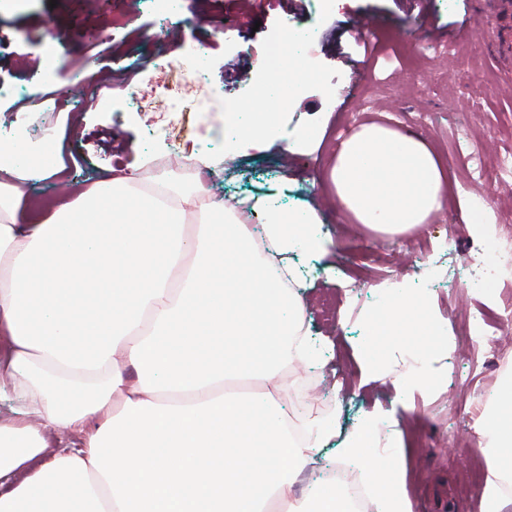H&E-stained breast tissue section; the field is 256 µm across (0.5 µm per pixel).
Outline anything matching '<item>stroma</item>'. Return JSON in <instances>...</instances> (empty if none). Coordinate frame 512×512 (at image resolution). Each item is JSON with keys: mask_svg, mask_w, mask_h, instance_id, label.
Returning <instances> with one entry per match:
<instances>
[{"mask_svg": "<svg viewBox=\"0 0 512 512\" xmlns=\"http://www.w3.org/2000/svg\"><path fill=\"white\" fill-rule=\"evenodd\" d=\"M377 16L384 34L383 52L366 73L348 65L350 33L363 13ZM466 14L477 38L461 36L448 22ZM159 17L141 0H0V84L12 99L28 98L43 79L44 58L55 52L63 64L52 85H67L78 100L85 85L109 82L112 96L98 105L69 113L0 111V127L35 148L47 125L62 143L61 163L79 188L110 176L113 169L142 176L149 155L163 160L154 178L184 175L182 165L166 163L168 152L197 154L214 160L208 181L216 197L235 202L260 200L284 212L321 207L314 186L324 183L336 142L357 123H383L423 139L440 161L455 144L457 185L436 222L397 236L363 229L353 231L340 212L322 214L338 246L326 259L299 251L293 265L310 268L303 293L309 335L319 349L321 367L298 365L285 370L290 397H299L316 381L328 402L307 409L310 418L331 413L338 430L326 449L324 466L338 464L340 440L370 413L398 422L400 442L394 454L406 464L404 481L413 512H481L487 474L478 434L458 422L462 404H485L506 367L512 366V339L500 358L471 368L466 357L429 351L415 340L378 337L386 348L377 376H368L361 352L368 342L366 317L380 309L383 274L399 268L412 291L423 292L428 313L454 349L456 320L473 307L496 315L512 298V274L491 291L475 287L466 274L449 278L447 268L429 259L433 249L456 243L476 264L499 262L493 239L473 236L471 223L512 226V175L486 189L488 208L471 200L469 155L497 166L512 156V65L499 57L502 35L496 14L477 8L475 0H304L302 13L282 0H179L169 28L183 31L178 43L152 45L148 37ZM309 35L316 74L306 81L280 115L281 128L263 151L233 159L224 156V113L248 111L259 98L249 89L262 74L254 61L283 28ZM100 34L92 43L83 31ZM194 64L208 76L206 86H191L179 112L167 109L165 86L183 81L184 67ZM313 138L286 150L299 131ZM364 272L354 293H344L342 275ZM429 370L432 387L398 397L394 378Z\"/></svg>", "mask_w": 512, "mask_h": 512, "instance_id": "1", "label": "stroma"}]
</instances>
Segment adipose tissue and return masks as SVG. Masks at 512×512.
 <instances>
[{"instance_id": "ef3b65f1", "label": "adipose tissue", "mask_w": 512, "mask_h": 512, "mask_svg": "<svg viewBox=\"0 0 512 512\" xmlns=\"http://www.w3.org/2000/svg\"><path fill=\"white\" fill-rule=\"evenodd\" d=\"M0 145V389L21 406L0 417V512H348L336 491L293 487L317 461L333 420L303 422L281 406V367L316 361L299 336L304 304L267 268L288 270L289 252L325 254L333 240L314 211L262 210L269 245L258 255L249 215L213 201L204 181L173 178L160 191L111 176L61 197L52 213L21 221L27 182L62 178L59 164L18 162ZM327 187L346 220L374 232L429 223L448 198V178L410 132L365 124L343 139ZM140 201L130 223L120 201ZM195 216L194 229L185 226ZM366 369L380 336L434 341L422 296L389 288L387 310L369 319ZM254 378L261 396L228 392ZM478 423L488 478L483 512H512V379ZM388 421L366 417L342 459L362 469L377 512H412L404 466L374 458ZM76 432L55 449L52 433Z\"/></svg>"}]
</instances>
